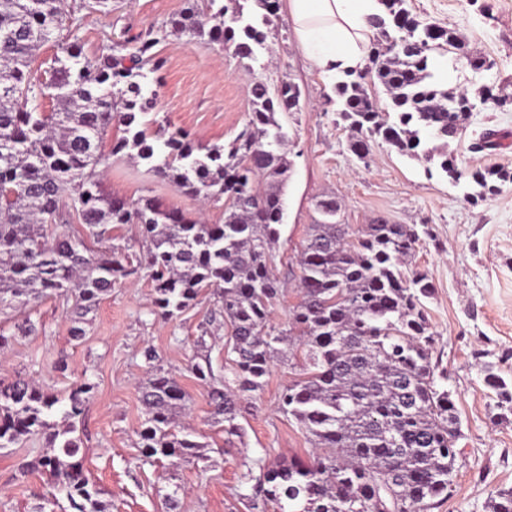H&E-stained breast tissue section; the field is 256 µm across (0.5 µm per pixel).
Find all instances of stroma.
I'll list each match as a JSON object with an SVG mask.
<instances>
[{"instance_id": "obj_1", "label": "stroma", "mask_w": 512, "mask_h": 512, "mask_svg": "<svg viewBox=\"0 0 512 512\" xmlns=\"http://www.w3.org/2000/svg\"><path fill=\"white\" fill-rule=\"evenodd\" d=\"M64 3L78 26L57 32L37 53L32 72L44 74L75 40L93 59L140 31L166 29V39L156 47L164 67L152 115L190 131L202 143H226L242 130L254 80L272 89L288 80L299 86L301 110L278 115L293 172L273 252L274 272L284 287L271 308V322H285L299 299L297 255L320 218L318 201H339V221L354 232L380 219L414 227L419 240L409 267L426 273L432 285L423 301L435 339L432 360L446 374L442 386L451 395L462 432L453 491L437 512H489L491 498L512 488V404H500L485 383L491 371L512 385V181L474 202L467 197V182L451 184L430 172L426 161L401 156L384 142H374L366 158L355 156L349 147L352 133L330 101L333 82L298 49L287 7H280L269 48L249 71L224 43L196 44L168 31L185 0H110L101 10L94 0ZM408 4L421 21L454 29L472 53L490 64L478 73L449 67L448 88L473 92L490 86L497 97L512 95V0ZM496 99L469 112L461 132L448 142L449 154L463 171L512 172V105L499 106ZM102 182L108 195L129 203L152 197L206 223L224 221L223 202L184 195L126 156L112 157ZM113 234L132 273L87 315L84 336L71 337L72 322L62 300H45L29 316L10 311L5 331L11 341L0 349V377H27L61 395L73 381L84 378L92 384L76 425L87 474L105 490L112 512H165L163 497L174 489L182 512H250L239 484L242 462L270 464L307 456L312 449L305 430L277 409L280 391L298 371L288 361L275 362L263 389L242 405L241 436L226 435L223 424L210 416L206 386L190 371L191 364L207 361L216 378L230 374L227 330L223 322L209 320L220 298L215 290H205L176 318H159L151 285L139 267L144 247L137 225L118 226ZM27 316L37 325L30 336L17 328ZM148 345L157 355L152 366L143 357ZM61 363L67 364L66 372L58 371ZM156 366L187 391L188 410L181 422L205 443L204 462H142L140 388ZM40 448L39 442L27 440L0 451V512H35L41 495L52 491L48 473L21 470Z\"/></svg>"}]
</instances>
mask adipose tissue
<instances>
[{
	"label": "adipose tissue",
	"mask_w": 512,
	"mask_h": 512,
	"mask_svg": "<svg viewBox=\"0 0 512 512\" xmlns=\"http://www.w3.org/2000/svg\"><path fill=\"white\" fill-rule=\"evenodd\" d=\"M288 10L299 48L325 75L364 67L379 0H288Z\"/></svg>",
	"instance_id": "ef3b65f1"
}]
</instances>
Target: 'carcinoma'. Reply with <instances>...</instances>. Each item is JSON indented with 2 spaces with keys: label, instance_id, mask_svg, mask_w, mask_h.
Wrapping results in <instances>:
<instances>
[{
  "label": "carcinoma",
  "instance_id": "cac0c4a2",
  "mask_svg": "<svg viewBox=\"0 0 512 512\" xmlns=\"http://www.w3.org/2000/svg\"><path fill=\"white\" fill-rule=\"evenodd\" d=\"M385 16L366 57L369 79L349 70L336 79V112L360 137L361 159L380 139L409 158L425 157L457 184L463 177L448 140L461 130L475 97L456 92L433 72L435 56L453 54V30L415 18L407 0H380ZM279 0H188L171 22L199 44L222 41L240 60L267 49ZM63 25L61 0H0V312L55 297L73 301L70 333L124 272L119 248L101 246L112 224L139 225L147 246L144 269L155 314L170 320L205 288L222 294L232 379L217 380L210 365L191 371L208 387L210 414L239 433L244 401L263 388L274 361L304 352L302 373L283 388L278 409L307 432L318 452L303 460L241 473L257 512H432L448 498L456 471L460 423L450 393L438 387L430 360L433 333L422 299L427 275L402 270L419 239L406 224H367L357 236L336 221L341 205L317 203L298 254L300 300L284 328L270 324L283 284L273 249L284 223V189L293 162L284 151L280 112L300 109V90L284 81L274 90L252 85L245 128L229 144L201 145L182 131L151 128L163 62L148 32L128 55L83 56L71 42L55 59L48 86L33 80L37 51ZM378 81L388 103L368 93ZM51 108H46L45 98ZM123 136L109 154L100 147L113 123ZM128 153L190 196L224 199V223L199 224L145 197L131 207L102 189L101 170ZM473 198L512 179L489 169L469 173ZM80 227L52 238L45 225ZM93 386L74 384L62 398L34 381L0 380V450L26 438L44 441L35 466L66 494L70 512H112V501L84 470L81 438L71 420L82 415ZM146 418L138 431L143 462L204 459V445L176 429L187 393L161 370L142 386ZM69 423L58 428L52 416ZM259 473H254V468ZM490 512H512V489L500 490Z\"/></svg>",
  "mask_w": 512,
  "mask_h": 512
}]
</instances>
